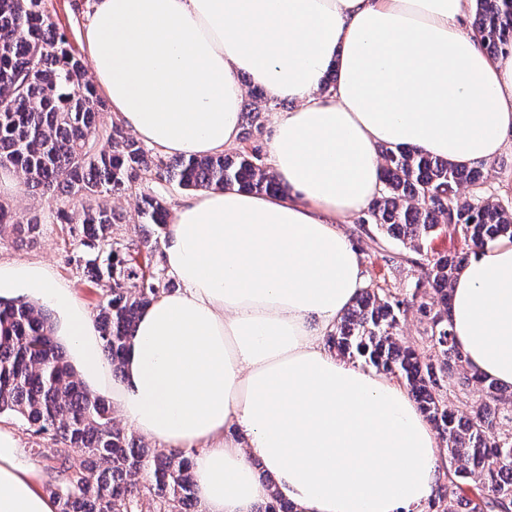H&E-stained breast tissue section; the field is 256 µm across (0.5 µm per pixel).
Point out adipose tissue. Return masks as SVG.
Segmentation results:
<instances>
[{"mask_svg":"<svg viewBox=\"0 0 512 512\" xmlns=\"http://www.w3.org/2000/svg\"><path fill=\"white\" fill-rule=\"evenodd\" d=\"M470 2L95 0L94 81L160 151L236 149L246 87L296 104L272 124L283 192L210 190L173 211L163 258L179 287L139 315L119 382L72 290L44 264L0 262V301L47 306L88 387L159 449H195L204 512H255L260 466L300 512L431 497L442 450L408 391L324 338L365 286L341 226L381 189L380 146L469 165L512 144V51L489 57L461 29ZM451 321L469 367L512 386V241L470 256ZM0 512H57L1 426Z\"/></svg>","mask_w":512,"mask_h":512,"instance_id":"1","label":"adipose tissue"}]
</instances>
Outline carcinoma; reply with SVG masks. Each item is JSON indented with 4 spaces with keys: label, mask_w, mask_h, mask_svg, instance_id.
Wrapping results in <instances>:
<instances>
[{
    "label": "carcinoma",
    "mask_w": 512,
    "mask_h": 512,
    "mask_svg": "<svg viewBox=\"0 0 512 512\" xmlns=\"http://www.w3.org/2000/svg\"><path fill=\"white\" fill-rule=\"evenodd\" d=\"M474 24L491 55L512 47V0H474ZM100 106L83 64L41 0H0V166L59 197L56 219L71 225L88 277L110 283L95 324L118 377L139 313L170 288L139 262L142 251L157 247L152 232L114 243L113 227L122 216L101 197L151 176L188 189L277 193L282 187L255 149L172 161L154 157L121 125H100ZM381 157L382 188L362 219L378 234H366V248L419 275L404 291L367 284L328 335V346L397 379L437 433L444 456L425 512H512V387L469 369L450 321L452 280L471 253L495 240L512 241V210L480 196L484 162L460 166L388 146ZM139 215L141 224L166 229L162 199L144 195ZM445 227L463 236L468 251L428 250ZM39 233L38 219L20 224L0 204V238L8 235L23 246ZM391 240L403 251L388 254ZM411 313L426 322L428 354L400 336ZM0 414L61 444L47 486L57 512H143L144 502L148 512H202L189 457L149 448L114 423L109 401L87 390L64 360L53 313L40 305L0 302ZM257 512L298 510L271 492Z\"/></svg>",
    "instance_id": "cac0c4a2"
}]
</instances>
